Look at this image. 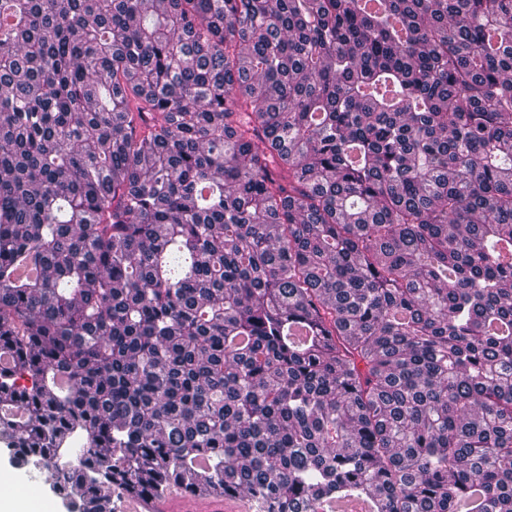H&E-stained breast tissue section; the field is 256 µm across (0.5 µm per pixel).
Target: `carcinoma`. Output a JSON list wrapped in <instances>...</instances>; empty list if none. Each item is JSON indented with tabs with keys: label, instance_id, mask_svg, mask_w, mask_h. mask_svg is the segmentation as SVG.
<instances>
[{
	"label": "carcinoma",
	"instance_id": "carcinoma-1",
	"mask_svg": "<svg viewBox=\"0 0 512 512\" xmlns=\"http://www.w3.org/2000/svg\"><path fill=\"white\" fill-rule=\"evenodd\" d=\"M0 443L512 512V0H0Z\"/></svg>",
	"mask_w": 512,
	"mask_h": 512
}]
</instances>
